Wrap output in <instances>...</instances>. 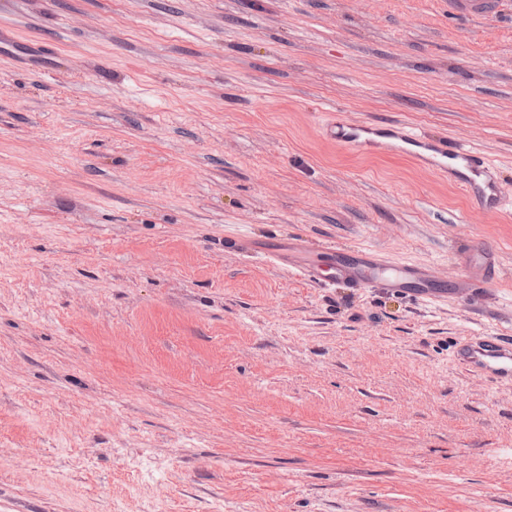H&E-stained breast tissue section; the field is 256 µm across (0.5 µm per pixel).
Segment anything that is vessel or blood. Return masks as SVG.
<instances>
[{"mask_svg": "<svg viewBox=\"0 0 512 512\" xmlns=\"http://www.w3.org/2000/svg\"><path fill=\"white\" fill-rule=\"evenodd\" d=\"M449 8L466 16L494 13L497 0H448ZM325 137L349 150L397 149L424 161L440 177L452 178L479 211L490 213L502 206L501 182L496 166L477 150L445 136H432L401 123L359 124L347 113H331L323 127ZM319 270L309 278L322 283L341 281L352 288H417L431 296L434 278L423 268L390 262L365 248L344 251L330 248ZM457 360L473 373L499 384L512 383V344L495 336H476L462 342Z\"/></svg>", "mask_w": 512, "mask_h": 512, "instance_id": "1", "label": "vessel or blood"}]
</instances>
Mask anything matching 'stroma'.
Here are the masks:
<instances>
[{
    "instance_id": "stroma-1",
    "label": "stroma",
    "mask_w": 512,
    "mask_h": 512,
    "mask_svg": "<svg viewBox=\"0 0 512 512\" xmlns=\"http://www.w3.org/2000/svg\"><path fill=\"white\" fill-rule=\"evenodd\" d=\"M338 109L480 150L502 209ZM325 246L442 288L300 275ZM475 336L512 343V0H0V512H512ZM497 0H448V7L466 16H485L495 12Z\"/></svg>"
}]
</instances>
